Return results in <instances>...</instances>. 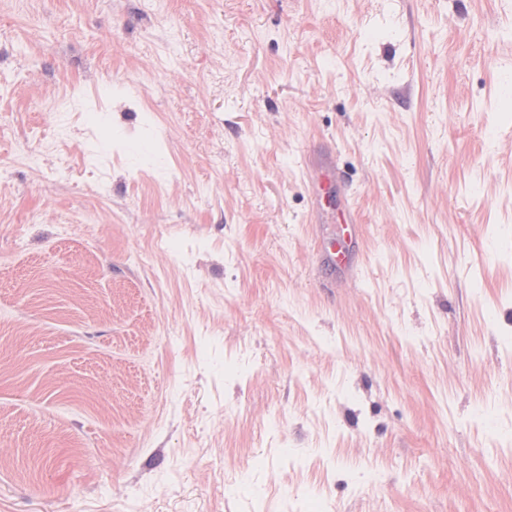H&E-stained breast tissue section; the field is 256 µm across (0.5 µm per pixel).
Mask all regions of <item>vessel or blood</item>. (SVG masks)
<instances>
[{"mask_svg": "<svg viewBox=\"0 0 512 512\" xmlns=\"http://www.w3.org/2000/svg\"><path fill=\"white\" fill-rule=\"evenodd\" d=\"M307 176L311 211L317 223L334 220L342 226L341 235L323 237L319 261L328 270L349 271L354 267L353 230L356 220L348 197L341 193L346 176L332 159L308 169Z\"/></svg>", "mask_w": 512, "mask_h": 512, "instance_id": "obj_1", "label": "vessel or blood"}]
</instances>
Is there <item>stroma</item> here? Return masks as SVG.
Segmentation results:
<instances>
[{"label":"stroma","instance_id":"obj_1","mask_svg":"<svg viewBox=\"0 0 512 512\" xmlns=\"http://www.w3.org/2000/svg\"><path fill=\"white\" fill-rule=\"evenodd\" d=\"M0 512H512V0H0ZM309 199L312 214L318 224L342 225V233L336 237V227L332 236H323L319 254L320 264L336 273V269L349 271L354 267L353 230L356 220L353 216L348 196L341 194L346 184L344 172L330 160L315 168H307ZM332 215L335 223L329 222Z\"/></svg>","mask_w":512,"mask_h":512}]
</instances>
